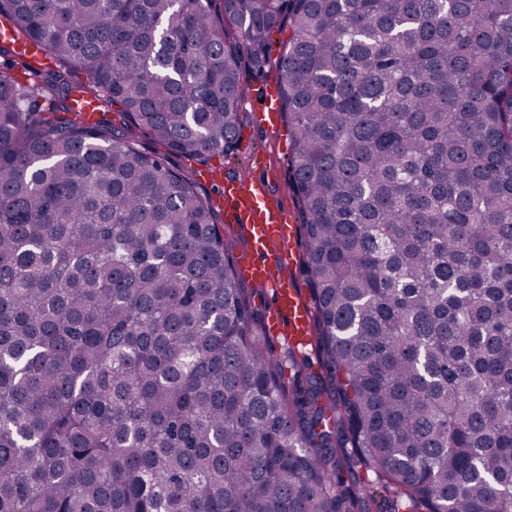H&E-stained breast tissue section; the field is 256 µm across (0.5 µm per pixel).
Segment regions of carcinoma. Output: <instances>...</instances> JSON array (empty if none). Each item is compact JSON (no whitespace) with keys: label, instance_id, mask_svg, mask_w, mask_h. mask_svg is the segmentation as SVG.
<instances>
[{"label":"carcinoma","instance_id":"carcinoma-1","mask_svg":"<svg viewBox=\"0 0 512 512\" xmlns=\"http://www.w3.org/2000/svg\"><path fill=\"white\" fill-rule=\"evenodd\" d=\"M2 16L48 55L0 43V512H512V0ZM278 22L318 357L287 376L218 205L139 144L232 153Z\"/></svg>","mask_w":512,"mask_h":512}]
</instances>
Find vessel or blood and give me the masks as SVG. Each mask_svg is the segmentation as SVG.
Masks as SVG:
<instances>
[{"mask_svg":"<svg viewBox=\"0 0 512 512\" xmlns=\"http://www.w3.org/2000/svg\"><path fill=\"white\" fill-rule=\"evenodd\" d=\"M222 199L227 223L240 226L249 240V253L239 264L240 274L272 292L270 332L285 334L295 348L305 349L310 343L309 306L283 275L293 262V250L269 248L273 240L290 239L287 213L271 199L268 180L262 175L248 173L225 181Z\"/></svg>","mask_w":512,"mask_h":512,"instance_id":"b4317fda","label":"vessel or blood"}]
</instances>
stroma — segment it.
Instances as JSON below:
<instances>
[{
	"mask_svg": "<svg viewBox=\"0 0 512 512\" xmlns=\"http://www.w3.org/2000/svg\"><path fill=\"white\" fill-rule=\"evenodd\" d=\"M277 88L274 68H266L264 72L250 74L247 78V90L242 101V110L245 114L241 127L237 149L225 156L224 159H211L210 163L203 164L172 155L167 159L171 167L177 169L203 170L204 166L211 165L220 168L221 180L206 177L200 179L199 188L202 193L211 197H219L222 192V180L233 177L240 170L252 169L267 175L269 189L273 197L280 200L288 210L290 224L294 227L292 245L297 256L296 263L285 270L284 276L302 294H309V284L306 275L299 263L300 256L304 254V232L300 223L298 204L288 181V127L284 120H277L272 124H260L254 119L256 112L262 108L261 100L268 92Z\"/></svg>",
	"mask_w": 512,
	"mask_h": 512,
	"instance_id": "35a3bbf8",
	"label": "stroma"
}]
</instances>
